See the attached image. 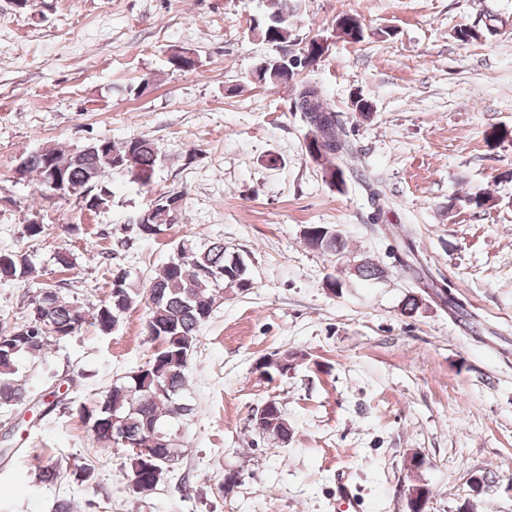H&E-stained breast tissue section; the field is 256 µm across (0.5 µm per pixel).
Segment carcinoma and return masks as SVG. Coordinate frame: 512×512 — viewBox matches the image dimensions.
<instances>
[{
	"label": "carcinoma",
	"mask_w": 512,
	"mask_h": 512,
	"mask_svg": "<svg viewBox=\"0 0 512 512\" xmlns=\"http://www.w3.org/2000/svg\"><path fill=\"white\" fill-rule=\"evenodd\" d=\"M257 28L264 40L278 43L282 33L290 32L288 14L277 9L257 21ZM288 64L285 59L261 61L253 72V78L264 84H273L279 70ZM301 113L306 126L322 138L330 150L335 152L328 163L336 166V160L348 151L345 132L336 113L317 104L314 109ZM107 148L85 144L75 151L42 148L32 160L27 173L39 177V186L45 185L47 159L62 163L65 167L66 183L76 194L88 193L84 204L90 210H103L112 204V192L104 184L112 166L133 154L142 170L152 173L158 162V152L151 140L144 136L133 137L121 146L104 139ZM142 213L132 215L140 233L153 237L162 228L170 225L163 211L157 209L145 220ZM326 253H336L344 243L333 229L321 224L312 225ZM33 271L29 255L23 251L0 252V282L28 278ZM122 286L102 302L92 318L77 304L67 298L55 286H42L29 303L28 324L35 332L29 336H10L8 326L0 327V409L12 410L25 405L29 400L23 362L35 363L45 359L47 347L53 339H64L82 329L86 323L109 334L119 325L124 316L139 302V289L128 281V273H120ZM248 278L247 265L233 261L224 252V242L214 241L203 247L194 243L182 244L177 256L166 263L150 278L146 288L148 316L145 335L154 344V352L138 374L106 391L93 406L82 412L93 446L98 450L120 444L112 433V419L119 420L123 435L139 444L155 449L156 458L150 465L135 460L126 473L129 487L136 494L144 493L148 487H157L168 469L174 467L184 456L182 441L171 428L192 413L184 401L183 392L188 386L189 364L180 357L179 343L189 340L197 344L201 326L209 319L216 296L228 286L243 288ZM255 425L263 434L283 443L288 441L290 428L288 418L280 404L274 409L254 417Z\"/></svg>",
	"instance_id": "carcinoma-1"
}]
</instances>
